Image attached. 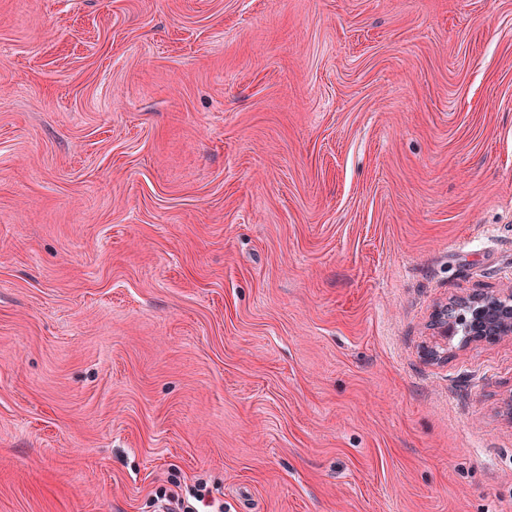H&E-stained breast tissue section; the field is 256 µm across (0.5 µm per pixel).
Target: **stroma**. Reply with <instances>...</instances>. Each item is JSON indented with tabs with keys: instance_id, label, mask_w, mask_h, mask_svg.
<instances>
[{
	"instance_id": "1",
	"label": "stroma",
	"mask_w": 512,
	"mask_h": 512,
	"mask_svg": "<svg viewBox=\"0 0 512 512\" xmlns=\"http://www.w3.org/2000/svg\"><path fill=\"white\" fill-rule=\"evenodd\" d=\"M512 0H0V512H512ZM435 329L451 340L462 336L461 344L495 342L512 337V289L505 293L461 298L436 313ZM167 492L166 490L157 496V499L168 501L167 512H223L224 504H218V510H211L216 507L215 501L210 497L206 483L197 482L186 486L184 490Z\"/></svg>"
}]
</instances>
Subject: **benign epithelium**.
<instances>
[{"instance_id":"1","label":"benign epithelium","mask_w":512,"mask_h":512,"mask_svg":"<svg viewBox=\"0 0 512 512\" xmlns=\"http://www.w3.org/2000/svg\"><path fill=\"white\" fill-rule=\"evenodd\" d=\"M439 336L461 343L495 342L512 337V289L505 293L461 298L438 310L434 323Z\"/></svg>"}]
</instances>
